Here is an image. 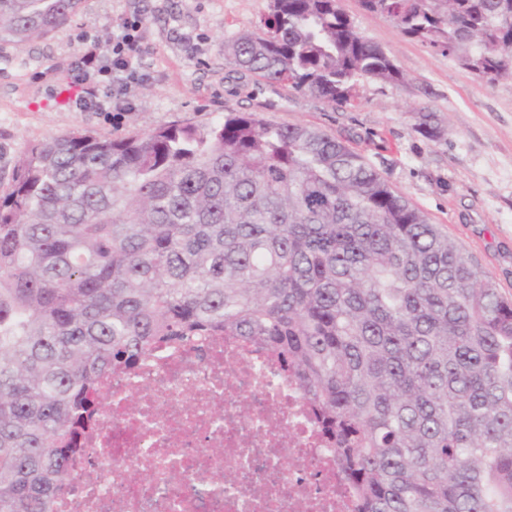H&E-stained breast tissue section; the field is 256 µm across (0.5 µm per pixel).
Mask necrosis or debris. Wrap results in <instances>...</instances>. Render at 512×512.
Instances as JSON below:
<instances>
[{
    "instance_id": "necrosis-or-debris-1",
    "label": "necrosis or debris",
    "mask_w": 512,
    "mask_h": 512,
    "mask_svg": "<svg viewBox=\"0 0 512 512\" xmlns=\"http://www.w3.org/2000/svg\"><path fill=\"white\" fill-rule=\"evenodd\" d=\"M103 391L53 512H356L299 383L240 337L157 348Z\"/></svg>"
}]
</instances>
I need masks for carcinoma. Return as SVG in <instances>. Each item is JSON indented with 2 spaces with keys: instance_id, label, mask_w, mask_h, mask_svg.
<instances>
[{
  "instance_id": "1",
  "label": "carcinoma",
  "mask_w": 512,
  "mask_h": 512,
  "mask_svg": "<svg viewBox=\"0 0 512 512\" xmlns=\"http://www.w3.org/2000/svg\"><path fill=\"white\" fill-rule=\"evenodd\" d=\"M80 2L0 0V41L23 49ZM339 2L270 0L225 63L330 105L402 80ZM359 5L512 75V0ZM217 334L299 381L357 512H512V300L343 141L232 111L45 138L0 189V512H50L106 372Z\"/></svg>"
}]
</instances>
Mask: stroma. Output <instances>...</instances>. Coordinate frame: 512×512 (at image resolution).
<instances>
[{
	"label": "stroma",
	"mask_w": 512,
	"mask_h": 512,
	"mask_svg": "<svg viewBox=\"0 0 512 512\" xmlns=\"http://www.w3.org/2000/svg\"><path fill=\"white\" fill-rule=\"evenodd\" d=\"M270 0H82L78 12L24 50L0 43V183L34 141L77 128L125 135L221 113L256 112L277 125L308 124L359 153L441 226L512 297V77L481 81L451 57L404 37L389 20L341 0L358 32L403 71L400 82L360 79L336 106L278 83L229 78L224 42L256 30ZM140 15L137 59L149 75L129 112L57 105L77 95L71 67L92 41L106 43L122 18ZM437 113L446 131L430 139L417 112Z\"/></svg>",
	"instance_id": "1"
}]
</instances>
